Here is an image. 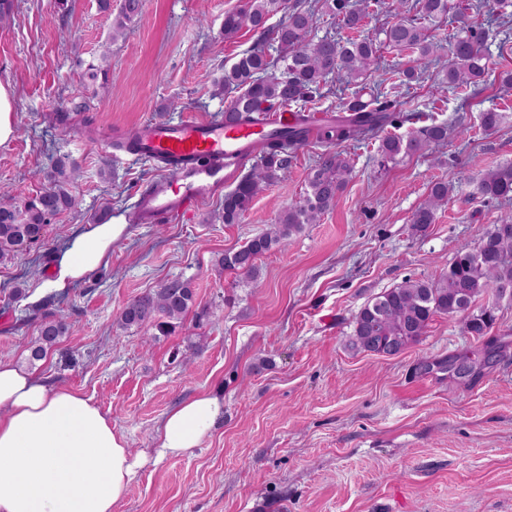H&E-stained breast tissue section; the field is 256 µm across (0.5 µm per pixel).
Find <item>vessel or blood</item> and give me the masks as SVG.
Masks as SVG:
<instances>
[{
    "label": "vessel or blood",
    "instance_id": "vessel-or-blood-1",
    "mask_svg": "<svg viewBox=\"0 0 512 512\" xmlns=\"http://www.w3.org/2000/svg\"><path fill=\"white\" fill-rule=\"evenodd\" d=\"M326 119L322 112L305 117L285 108L273 118L249 125L228 126L220 118L156 122L128 134L106 135L99 144L109 154L120 143L134 141L143 159L177 160L175 175L159 170L141 189L135 207L136 223L176 224L233 183L244 165L255 159L262 139L302 123L318 127Z\"/></svg>",
    "mask_w": 512,
    "mask_h": 512
}]
</instances>
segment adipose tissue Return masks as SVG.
Listing matches in <instances>:
<instances>
[{"instance_id": "ef3b65f1", "label": "adipose tissue", "mask_w": 512, "mask_h": 512, "mask_svg": "<svg viewBox=\"0 0 512 512\" xmlns=\"http://www.w3.org/2000/svg\"><path fill=\"white\" fill-rule=\"evenodd\" d=\"M128 225L90 224L55 257L46 289L61 293L105 266ZM224 415V399L203 392L164 418L159 457L198 447ZM138 465L125 437L91 398L0 362V512H113Z\"/></svg>"}]
</instances>
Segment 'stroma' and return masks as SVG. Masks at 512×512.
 I'll return each mask as SVG.
<instances>
[{
    "mask_svg": "<svg viewBox=\"0 0 512 512\" xmlns=\"http://www.w3.org/2000/svg\"><path fill=\"white\" fill-rule=\"evenodd\" d=\"M242 4L143 0L117 39L97 0H68L63 10L56 0H14L0 20V84L13 93L17 119L0 146V189L31 200L66 157L79 200L38 242L0 262V361L82 392L125 435L141 464L114 512H512V302H499L485 336L439 315L400 354L347 347L369 299L408 277H438L512 213V202L470 192L512 162V88L491 78L466 101L433 67L422 83L393 89L397 111L415 118L386 134L448 122L447 141L385 170L378 140L340 144L352 173L337 205L262 256L255 283L220 259L299 200L326 145L299 149L236 224L223 223L220 193L183 223H134L155 168L97 148L115 128L220 116L225 103L213 85L257 40L247 28L224 37L225 13ZM91 63L104 77L89 79ZM486 109L506 115L492 134L479 122ZM440 179L467 191L449 197L426 233H413L412 215ZM105 208L131 227L108 266L66 292L44 290L55 254ZM175 276L191 280L203 320L187 317L167 336L120 326L128 301ZM51 312L69 317L71 333L31 360ZM446 357L483 366L463 379L415 371L420 359ZM205 391L222 393L223 420L189 454L158 458L166 413Z\"/></svg>",
    "mask_w": 512,
    "mask_h": 512,
    "instance_id": "1",
    "label": "stroma"
}]
</instances>
